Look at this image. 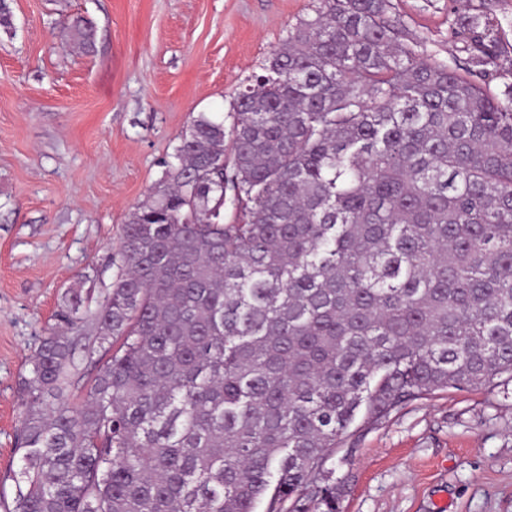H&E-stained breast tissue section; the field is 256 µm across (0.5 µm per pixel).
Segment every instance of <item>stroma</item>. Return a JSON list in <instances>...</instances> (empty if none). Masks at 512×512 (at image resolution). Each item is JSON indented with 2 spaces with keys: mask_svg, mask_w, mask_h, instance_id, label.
Listing matches in <instances>:
<instances>
[{
  "mask_svg": "<svg viewBox=\"0 0 512 512\" xmlns=\"http://www.w3.org/2000/svg\"><path fill=\"white\" fill-rule=\"evenodd\" d=\"M412 37L469 62L456 21L493 22L487 88L512 70V0H393ZM318 0H11L0 29V493L22 466L18 381L67 290L93 315L118 238L201 114L226 121ZM96 30L85 51L67 21ZM330 479L342 512H512V381L437 390L345 437Z\"/></svg>",
  "mask_w": 512,
  "mask_h": 512,
  "instance_id": "1",
  "label": "stroma"
}]
</instances>
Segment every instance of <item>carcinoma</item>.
Wrapping results in <instances>:
<instances>
[{"label":"carcinoma","instance_id":"1","mask_svg":"<svg viewBox=\"0 0 512 512\" xmlns=\"http://www.w3.org/2000/svg\"><path fill=\"white\" fill-rule=\"evenodd\" d=\"M425 52L392 0H319L193 120L123 226L107 362L80 384L70 291L20 379L6 512H340L357 419L512 380V83Z\"/></svg>","mask_w":512,"mask_h":512}]
</instances>
